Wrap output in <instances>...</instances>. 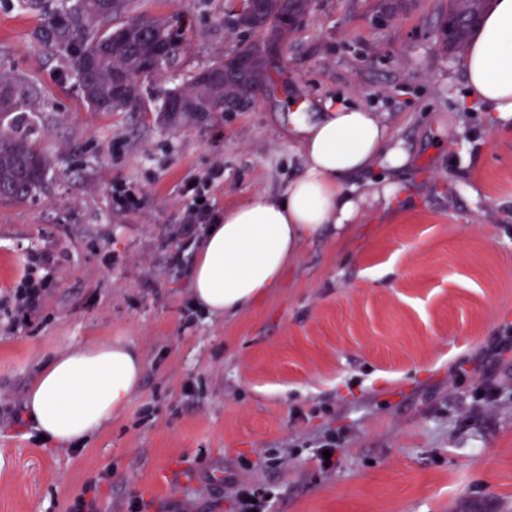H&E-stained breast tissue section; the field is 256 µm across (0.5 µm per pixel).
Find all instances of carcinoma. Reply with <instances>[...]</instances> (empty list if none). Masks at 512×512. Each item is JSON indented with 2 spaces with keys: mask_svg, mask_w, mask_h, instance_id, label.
<instances>
[{
  "mask_svg": "<svg viewBox=\"0 0 512 512\" xmlns=\"http://www.w3.org/2000/svg\"><path fill=\"white\" fill-rule=\"evenodd\" d=\"M314 0H253L251 9L236 15L234 25L258 35L260 41L286 40ZM493 0H448L447 53H459L474 28L471 16L484 15ZM43 20L34 38L55 50L67 63L81 93L95 112H124L142 97L141 80L166 69L182 37L169 18L140 10V0H21ZM167 48L156 57L155 48ZM255 43L238 49L245 69L224 74L222 81H204L195 74L160 90L162 112H217L224 101L249 103L267 81L266 66L254 57ZM40 103L26 83L0 66V202H25L44 186L51 159L36 134Z\"/></svg>",
  "mask_w": 512,
  "mask_h": 512,
  "instance_id": "cac0c4a2",
  "label": "carcinoma"
}]
</instances>
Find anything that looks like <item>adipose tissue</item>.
<instances>
[{
	"instance_id": "ef3b65f1",
	"label": "adipose tissue",
	"mask_w": 512,
	"mask_h": 512,
	"mask_svg": "<svg viewBox=\"0 0 512 512\" xmlns=\"http://www.w3.org/2000/svg\"><path fill=\"white\" fill-rule=\"evenodd\" d=\"M469 95L512 118V0H494L462 60ZM304 155L302 173L278 193L257 192L209 225L191 269L194 302L213 317L233 316L272 295L305 239L345 233L363 196L360 172L402 169L409 156L368 109L328 102L289 115ZM143 362L127 343H89L51 360L31 383L24 419L47 444L83 443L125 409Z\"/></svg>"
}]
</instances>
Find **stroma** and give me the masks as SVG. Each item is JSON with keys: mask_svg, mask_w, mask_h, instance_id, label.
<instances>
[{"mask_svg": "<svg viewBox=\"0 0 512 512\" xmlns=\"http://www.w3.org/2000/svg\"><path fill=\"white\" fill-rule=\"evenodd\" d=\"M315 0L235 112L158 111L156 89L232 54L247 33L224 0H143L184 25L172 72L128 112H94L36 45L38 14L0 0V57L42 104L52 160L32 200L0 203V512H68L86 484L100 512H234V484L271 512H512V121L470 103L461 54L443 51L448 0ZM375 112L409 155L395 209L361 202L290 261L283 288L230 318L195 307L183 185L222 164L217 211L298 176L292 105ZM131 183L138 209L112 210ZM48 279L29 322L14 294ZM122 341L143 374L122 415L78 449L26 427L27 389L56 355ZM499 402L485 409L486 383ZM336 434L335 465L320 445Z\"/></svg>", "mask_w": 512, "mask_h": 512, "instance_id": "1", "label": "stroma"}]
</instances>
